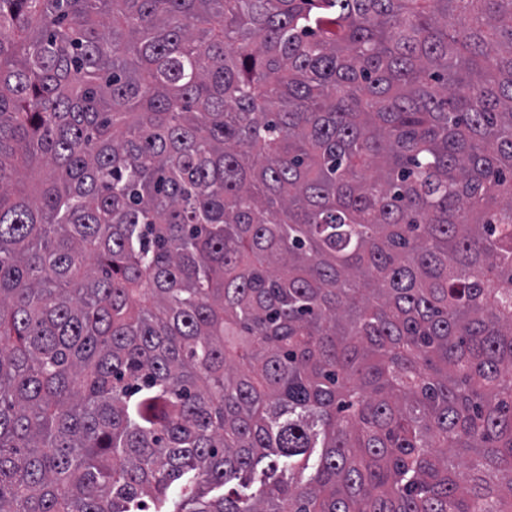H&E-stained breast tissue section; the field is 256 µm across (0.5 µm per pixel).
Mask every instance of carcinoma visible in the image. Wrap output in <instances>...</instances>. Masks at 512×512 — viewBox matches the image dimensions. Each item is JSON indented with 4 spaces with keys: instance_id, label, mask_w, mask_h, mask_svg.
<instances>
[{
    "instance_id": "carcinoma-1",
    "label": "carcinoma",
    "mask_w": 512,
    "mask_h": 512,
    "mask_svg": "<svg viewBox=\"0 0 512 512\" xmlns=\"http://www.w3.org/2000/svg\"><path fill=\"white\" fill-rule=\"evenodd\" d=\"M0 512H512V0H0Z\"/></svg>"
}]
</instances>
